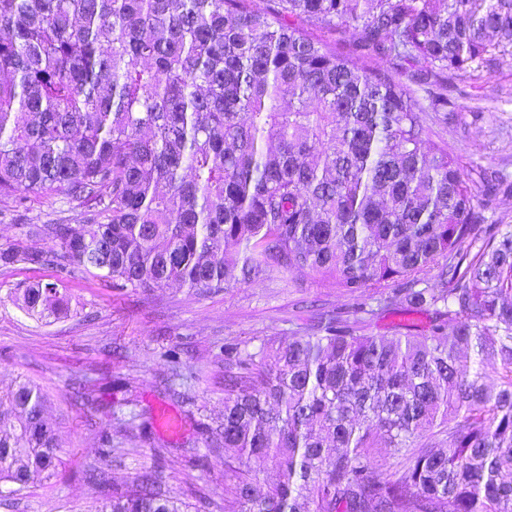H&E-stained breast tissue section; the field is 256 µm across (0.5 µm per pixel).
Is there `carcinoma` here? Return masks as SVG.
<instances>
[{
	"label": "carcinoma",
	"mask_w": 512,
	"mask_h": 512,
	"mask_svg": "<svg viewBox=\"0 0 512 512\" xmlns=\"http://www.w3.org/2000/svg\"><path fill=\"white\" fill-rule=\"evenodd\" d=\"M342 24L349 46L311 34ZM508 45L512 0H0V200L88 213L27 225L49 250L0 247V269L55 272L20 309L65 312L78 272L205 292L306 274L349 296L312 336L219 348L224 413L190 458H224V503L145 471L101 512H512V225L482 223L443 138L456 77ZM369 290L436 322L366 333ZM50 408L30 380L0 391V494L52 475ZM112 416L150 439L146 411Z\"/></svg>",
	"instance_id": "carcinoma-1"
}]
</instances>
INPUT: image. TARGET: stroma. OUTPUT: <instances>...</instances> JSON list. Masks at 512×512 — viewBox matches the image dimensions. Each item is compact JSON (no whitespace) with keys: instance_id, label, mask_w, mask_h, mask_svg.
Returning <instances> with one entry per match:
<instances>
[{"instance_id":"1","label":"stroma","mask_w":512,"mask_h":512,"mask_svg":"<svg viewBox=\"0 0 512 512\" xmlns=\"http://www.w3.org/2000/svg\"><path fill=\"white\" fill-rule=\"evenodd\" d=\"M463 97L448 124L445 139L466 174L499 170L512 177V53L501 56L497 69L479 70L462 84ZM83 207L66 196H30L27 209L0 202V246L23 239L27 224H79ZM53 276L52 269L16 266L0 270V389L30 379L41 384L53 403L59 462L54 477L8 499L0 512H94L111 497L113 487L146 470L160 473L164 488L186 499L190 488L214 499L224 496V461L210 458L194 466L184 453L194 441L191 419L220 416L224 409V368L214 355L224 339L248 346L277 336H308L318 313L341 308L345 292L327 288L305 275L295 282L277 279L240 282L218 293L190 288L112 289L86 274L69 279L72 295L67 315L37 320L13 300L16 289ZM433 320L425 311H389L374 318L373 332L389 336L426 333ZM182 347L189 367L204 366L208 375L197 382L170 380L161 354ZM84 375L99 390L92 406L71 403L69 384ZM129 382L140 409L155 417L150 441L136 452L101 458L99 438L108 434L114 447L128 443L112 420L117 396L115 379ZM168 447L155 456L154 444ZM103 461L108 481L89 487L84 473Z\"/></svg>"}]
</instances>
